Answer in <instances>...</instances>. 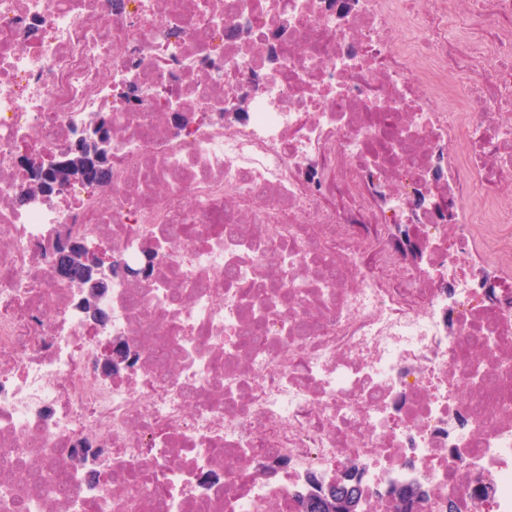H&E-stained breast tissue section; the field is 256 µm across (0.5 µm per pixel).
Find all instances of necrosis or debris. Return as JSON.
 <instances>
[{
	"instance_id": "1",
	"label": "necrosis or debris",
	"mask_w": 512,
	"mask_h": 512,
	"mask_svg": "<svg viewBox=\"0 0 512 512\" xmlns=\"http://www.w3.org/2000/svg\"><path fill=\"white\" fill-rule=\"evenodd\" d=\"M98 113L109 181L31 196L21 155H61ZM370 176L372 223L422 197L417 267L328 203L341 185L368 209ZM507 184L512 0H0V512H128L145 480L165 512H297L309 473L351 460L365 512L408 484L424 512H512V276L492 304L459 266L479 245L489 265L512 255ZM65 229L118 265L154 248L150 278L113 277L107 324L56 274ZM116 340L136 360L99 379ZM79 443L111 452L94 477L16 482L69 471Z\"/></svg>"
}]
</instances>
